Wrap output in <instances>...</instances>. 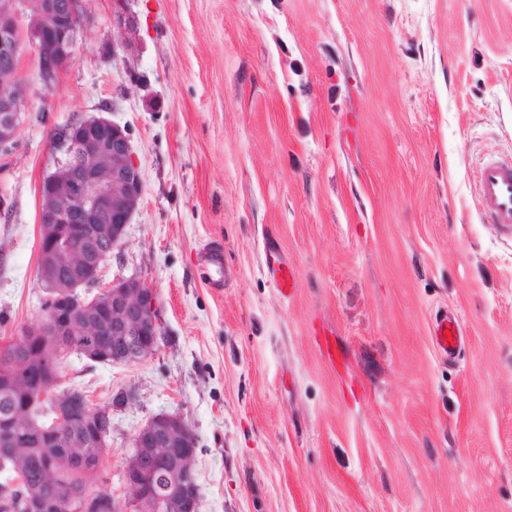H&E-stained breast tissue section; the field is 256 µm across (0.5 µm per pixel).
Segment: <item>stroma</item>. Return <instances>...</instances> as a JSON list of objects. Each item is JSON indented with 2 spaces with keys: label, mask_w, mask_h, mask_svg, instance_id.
<instances>
[{
  "label": "stroma",
  "mask_w": 512,
  "mask_h": 512,
  "mask_svg": "<svg viewBox=\"0 0 512 512\" xmlns=\"http://www.w3.org/2000/svg\"><path fill=\"white\" fill-rule=\"evenodd\" d=\"M112 3L82 0L53 87L23 56L0 154L1 337L41 317L54 134H130L145 192L102 279L154 290L158 348L61 371L112 408L102 489L126 496L136 434L176 413L201 512H512V236L478 195L484 160L512 157V0H127L129 29ZM442 307L465 333L451 359ZM268 272L280 292L284 295H291L294 292L295 280L290 268L283 263L278 250L269 246L267 248ZM444 331L451 333L452 341L444 336ZM430 334L435 350L444 358H451L461 346L463 329L459 319L448 309L439 310L432 319Z\"/></svg>",
  "instance_id": "obj_1"
}]
</instances>
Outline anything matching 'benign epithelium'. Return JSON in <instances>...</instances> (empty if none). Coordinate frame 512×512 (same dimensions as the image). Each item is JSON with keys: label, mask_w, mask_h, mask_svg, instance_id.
<instances>
[{"label": "benign epithelium", "mask_w": 512, "mask_h": 512, "mask_svg": "<svg viewBox=\"0 0 512 512\" xmlns=\"http://www.w3.org/2000/svg\"><path fill=\"white\" fill-rule=\"evenodd\" d=\"M83 23L81 2L63 7L58 0H0V147L11 148L24 122V81L19 74L23 54L34 57L44 87L56 84L74 60ZM57 150L63 157L40 188L38 278L45 293L42 317L23 326L14 338L20 345L36 338L100 361L97 336L112 337V363H139L158 346L160 321L155 292L131 276L100 286L103 266L123 239L127 224L144 195L126 129L103 117L80 119L65 129ZM81 336L82 341L73 337ZM11 358L4 373L10 384H22L28 408L51 402L55 418L48 426L19 428L13 414L0 419V447L45 448L53 455L68 449L74 458H92L110 447L112 430L99 431L102 414L111 408L83 406L75 412L69 400L51 386L32 379L21 350L1 346ZM80 424L92 435L66 436ZM190 429L177 414H158L140 429L132 455L122 471L128 496L108 498L89 486L62 492L51 499L27 493L16 512H200V493L191 468L195 449L188 446ZM153 460L164 467L160 494L145 491L156 478L140 466Z\"/></svg>", "instance_id": "7a95c632"}]
</instances>
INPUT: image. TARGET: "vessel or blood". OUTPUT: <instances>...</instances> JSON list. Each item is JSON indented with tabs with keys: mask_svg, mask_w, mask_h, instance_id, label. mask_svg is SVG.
<instances>
[{
	"mask_svg": "<svg viewBox=\"0 0 512 512\" xmlns=\"http://www.w3.org/2000/svg\"><path fill=\"white\" fill-rule=\"evenodd\" d=\"M479 199L487 220L512 234V161L492 157L484 162L479 174ZM268 272L280 292L292 294L295 280L275 248H268ZM430 334L435 350L443 357H453L461 343L463 329L459 319L448 310H440L431 322Z\"/></svg>",
	"mask_w": 512,
	"mask_h": 512,
	"instance_id": "vessel-or-blood-1",
	"label": "vessel or blood"
}]
</instances>
